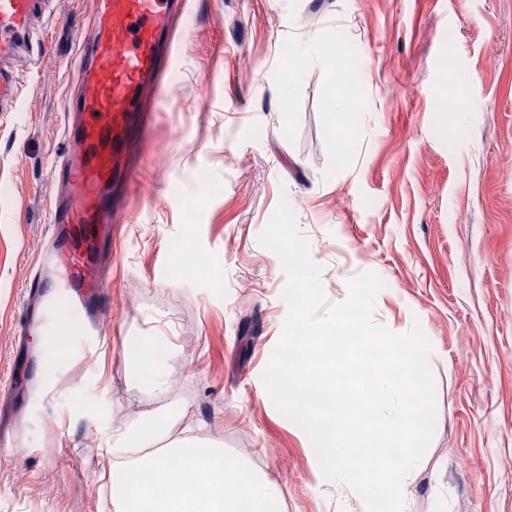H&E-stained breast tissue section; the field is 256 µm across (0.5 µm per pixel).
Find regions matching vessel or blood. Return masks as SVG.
<instances>
[{
    "mask_svg": "<svg viewBox=\"0 0 512 512\" xmlns=\"http://www.w3.org/2000/svg\"><path fill=\"white\" fill-rule=\"evenodd\" d=\"M53 0H0V112L16 111L24 79L49 47L45 24ZM185 0H93L75 44L76 91L64 100L65 151L51 166L49 243L36 257L18 333L53 338L90 356L104 340L111 282L101 274L112 242L108 188L129 129L140 125L141 100L172 57ZM23 388L28 415L40 414L50 391L44 375H11L4 390Z\"/></svg>",
    "mask_w": 512,
    "mask_h": 512,
    "instance_id": "1",
    "label": "vessel or blood"
}]
</instances>
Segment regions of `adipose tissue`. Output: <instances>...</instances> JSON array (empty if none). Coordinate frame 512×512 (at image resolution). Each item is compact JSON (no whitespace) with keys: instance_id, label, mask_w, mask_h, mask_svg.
Segmentation results:
<instances>
[{"instance_id":"obj_1","label":"adipose tissue","mask_w":512,"mask_h":512,"mask_svg":"<svg viewBox=\"0 0 512 512\" xmlns=\"http://www.w3.org/2000/svg\"><path fill=\"white\" fill-rule=\"evenodd\" d=\"M163 339L144 337L132 361L145 373L147 387L166 392L167 359L159 352ZM181 410L144 415L132 424L112 427V508L127 512H282L277 484L253 474L242 461L225 454L223 441L182 427ZM185 464L183 479L169 478L171 459Z\"/></svg>"}]
</instances>
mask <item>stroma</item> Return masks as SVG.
<instances>
[{
    "instance_id": "35a3bbf8",
    "label": "stroma",
    "mask_w": 512,
    "mask_h": 512,
    "mask_svg": "<svg viewBox=\"0 0 512 512\" xmlns=\"http://www.w3.org/2000/svg\"><path fill=\"white\" fill-rule=\"evenodd\" d=\"M182 49L131 141L114 225L112 315L92 367L69 357L57 400L0 455V512H113L102 467L115 420L165 399L128 380L144 336L172 344V400L224 451L280 488L284 512H357L326 490L304 430L259 398L279 340L287 277L258 242L280 199L321 265L329 302L364 272L385 283L375 317L420 324L436 431L412 512H512V0H188ZM52 51L0 118V386L34 259L47 243L50 165L72 52L91 0H60ZM286 82L285 46H331ZM357 74L356 115L334 110ZM470 83H457L456 74ZM461 114L447 112L449 95Z\"/></svg>"
}]
</instances>
